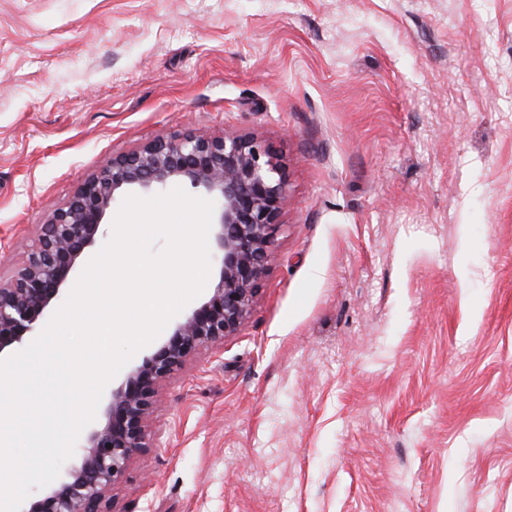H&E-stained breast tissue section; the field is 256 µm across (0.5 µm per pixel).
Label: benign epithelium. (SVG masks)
<instances>
[{
	"mask_svg": "<svg viewBox=\"0 0 512 512\" xmlns=\"http://www.w3.org/2000/svg\"><path fill=\"white\" fill-rule=\"evenodd\" d=\"M173 181L215 199L211 236L222 252L220 270L169 338L112 388L105 421L87 433L79 462L26 512H118L117 490L127 469L151 447L148 418L161 383L200 349L240 330L276 260L275 235L288 197L278 152L252 132L156 137L89 176L48 215L21 265L0 278V358L34 336L61 300L118 198L131 190L152 193Z\"/></svg>",
	"mask_w": 512,
	"mask_h": 512,
	"instance_id": "benign-epithelium-1",
	"label": "benign epithelium"
}]
</instances>
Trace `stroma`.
I'll list each match as a JSON object with an SVG mask.
<instances>
[{"label": "stroma", "mask_w": 512, "mask_h": 512, "mask_svg": "<svg viewBox=\"0 0 512 512\" xmlns=\"http://www.w3.org/2000/svg\"><path fill=\"white\" fill-rule=\"evenodd\" d=\"M177 131L280 149L279 260L119 512H512V0H0V276Z\"/></svg>", "instance_id": "1"}]
</instances>
